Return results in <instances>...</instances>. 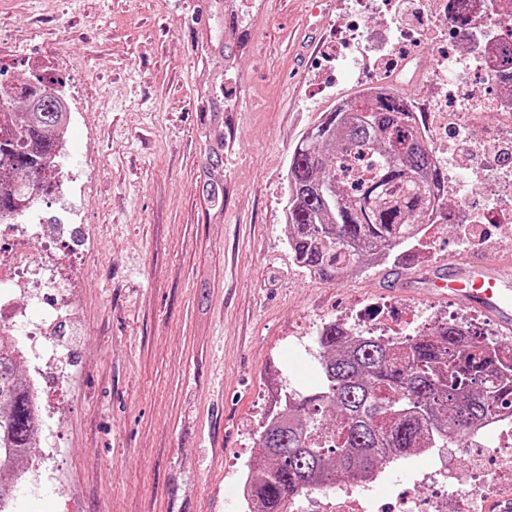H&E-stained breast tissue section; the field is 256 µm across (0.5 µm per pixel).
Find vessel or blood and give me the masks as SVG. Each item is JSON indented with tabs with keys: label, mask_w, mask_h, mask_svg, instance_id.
Listing matches in <instances>:
<instances>
[{
	"label": "vessel or blood",
	"mask_w": 512,
	"mask_h": 512,
	"mask_svg": "<svg viewBox=\"0 0 512 512\" xmlns=\"http://www.w3.org/2000/svg\"><path fill=\"white\" fill-rule=\"evenodd\" d=\"M432 287L469 297L481 311L512 328V269L485 256H474L435 271Z\"/></svg>",
	"instance_id": "1"
}]
</instances>
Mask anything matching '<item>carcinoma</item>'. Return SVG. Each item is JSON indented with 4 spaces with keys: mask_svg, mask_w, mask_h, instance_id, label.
I'll return each instance as SVG.
<instances>
[{
    "mask_svg": "<svg viewBox=\"0 0 512 512\" xmlns=\"http://www.w3.org/2000/svg\"><path fill=\"white\" fill-rule=\"evenodd\" d=\"M61 81L43 75L5 78L0 70V223L35 205L48 190L68 128ZM26 104L24 118L13 112ZM202 193L224 204L220 171L224 133L210 130ZM284 231L309 276L329 280L364 264L406 263L425 225L444 214L447 178L427 146L426 126L408 98L390 87L365 88L309 128L291 152ZM321 386L283 394L260 426L248 468V512H291L306 491L338 475L377 473L383 454L395 459L441 448L444 432H471L512 401V347L446 322L401 342L370 336L351 341L346 327L326 324L318 336ZM335 416V424L327 416ZM36 433L29 393L0 341V471L31 448Z\"/></svg>",
    "mask_w": 512,
    "mask_h": 512,
    "instance_id": "1",
    "label": "carcinoma"
}]
</instances>
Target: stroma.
Instances as JSON below:
<instances>
[{
  "instance_id": "1",
  "label": "stroma",
  "mask_w": 512,
  "mask_h": 512,
  "mask_svg": "<svg viewBox=\"0 0 512 512\" xmlns=\"http://www.w3.org/2000/svg\"><path fill=\"white\" fill-rule=\"evenodd\" d=\"M201 13L199 23L191 16ZM396 14L353 0H0V70L61 79L75 108L62 169L81 167V247L64 255L76 320L49 327L69 360L48 377L62 487L17 489L10 512H245L240 475L257 463L268 386L305 393L319 365L302 347L325 324L394 310L416 336L456 320L512 345V331L418 278L456 257L512 253V223L477 224L483 187L433 224L407 267L310 278L283 231L290 152L365 82L334 60L354 26ZM469 40L446 26L400 42L404 68L377 79L425 104L437 60ZM223 81L224 205L201 191L210 101ZM433 453L398 463L379 492H417Z\"/></svg>"
}]
</instances>
